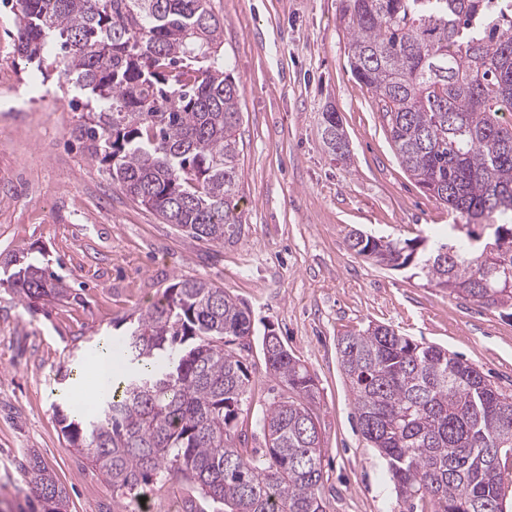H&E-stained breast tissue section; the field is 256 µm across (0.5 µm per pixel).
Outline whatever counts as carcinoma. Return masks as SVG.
Returning <instances> with one entry per match:
<instances>
[{
	"instance_id": "obj_1",
	"label": "carcinoma",
	"mask_w": 512,
	"mask_h": 512,
	"mask_svg": "<svg viewBox=\"0 0 512 512\" xmlns=\"http://www.w3.org/2000/svg\"><path fill=\"white\" fill-rule=\"evenodd\" d=\"M16 51L49 61L86 96L74 134L120 189L191 237L222 244L241 223L236 131L239 85L221 53L210 0H17ZM350 69L374 91L402 167L455 223L483 225L512 251V0H344ZM323 141L348 150L337 112ZM347 240L391 269L512 308V257L452 235ZM1 283L33 311L69 298L37 259L11 258ZM255 330L224 289L180 278L122 336L124 371L88 409L57 411L68 447L131 501L176 481L225 512H325L324 448L314 431L317 386L284 343L263 334L266 372L283 392L256 426L266 450L240 447L237 423ZM362 435L384 459L400 498L430 512H507L512 398L454 354L387 325L337 341ZM24 481L40 512H67V492L36 454Z\"/></svg>"
}]
</instances>
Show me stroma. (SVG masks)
Returning <instances> with one entry per match:
<instances>
[{
  "instance_id": "stroma-1",
  "label": "stroma",
  "mask_w": 512,
  "mask_h": 512,
  "mask_svg": "<svg viewBox=\"0 0 512 512\" xmlns=\"http://www.w3.org/2000/svg\"><path fill=\"white\" fill-rule=\"evenodd\" d=\"M16 0H0V261L27 254L62 276L70 299L31 313L0 285V512H29L21 467L35 453L68 495V512L128 505L69 448L54 406L74 398L88 351L124 335L131 315L177 277L224 288L256 332L272 329L314 375L325 448L326 512H409L362 436L339 337L384 324L448 349L512 397V311L435 287L348 249L351 231L435 242L448 209L402 167L377 97L351 74L342 0H210L241 88L233 238L188 236L112 184L74 129L88 114L51 67L15 49ZM337 112L347 159L322 140ZM239 430L264 449L255 420L281 391L260 344L247 359Z\"/></svg>"
}]
</instances>
